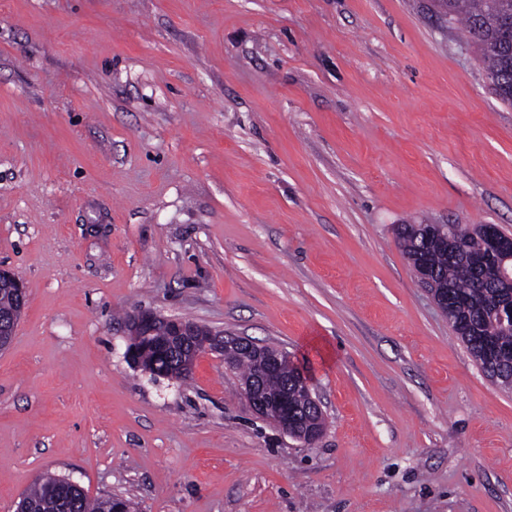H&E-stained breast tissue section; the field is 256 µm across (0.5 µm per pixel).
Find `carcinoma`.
Segmentation results:
<instances>
[{"label":"carcinoma","instance_id":"cac0c4a2","mask_svg":"<svg viewBox=\"0 0 512 512\" xmlns=\"http://www.w3.org/2000/svg\"><path fill=\"white\" fill-rule=\"evenodd\" d=\"M448 20L463 23L466 35L477 44L480 59L489 73L499 75L498 94L502 100L512 101V40L503 29V15L512 9V0H437ZM421 238V225L401 224L397 243L408 259L416 255V243ZM453 245L460 260L470 263L487 256L484 225L458 224ZM427 263L440 286L451 285L459 299L452 312L456 322L470 326V331L458 336L466 345L480 368H485L486 352L496 350L494 364L501 371H512V328H496L491 323L492 312L512 303V288H496L481 280L480 276L462 271L458 263L448 261L446 251L435 249ZM19 309L15 290L7 282L0 283V323L6 325ZM173 337L168 330L159 328L149 340L130 337L129 349L135 350L141 367L151 374L163 375L170 371L176 350L171 348ZM227 364L241 371L242 380L264 374V360L253 352L229 347ZM298 367L287 359L282 373L263 379L264 392L280 393L288 379L295 376ZM24 497L35 512H106L117 503L122 512H135L134 504L126 498L100 497L92 499L83 489L56 485L45 478L36 482Z\"/></svg>","mask_w":512,"mask_h":512}]
</instances>
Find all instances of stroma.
Returning <instances> with one entry per match:
<instances>
[{
  "mask_svg": "<svg viewBox=\"0 0 512 512\" xmlns=\"http://www.w3.org/2000/svg\"><path fill=\"white\" fill-rule=\"evenodd\" d=\"M400 224L512 235V104L433 0H0V512L45 475L138 512H512V391L417 281ZM151 312L287 351L325 430ZM19 309V302L15 290L6 279L0 285V322L8 324L12 315ZM159 322L167 323L170 336H168V330L163 328L157 329L154 334L155 329L159 326ZM128 328L129 335H131L128 350L137 351L141 367L144 370H149L151 374L159 376L169 373L171 364L176 358V353L177 355L179 354L178 350L170 347L173 343L172 336H175L178 341L183 343L182 348L179 350L183 351L184 355L187 345L190 344V349H193L195 342L201 343L206 350L225 353L226 348L230 345L228 341L235 339L231 344L243 350H237L234 346L229 347L227 355L230 360L226 361V363L241 371L242 383L254 377L242 386V396L250 408L258 416L273 423L283 432L293 435L304 444L310 445L320 437L323 430V425L321 424L323 416H320L322 410L317 399L312 394L309 379L303 371L294 377L295 371H298L299 368L290 359H287L282 364L281 375L269 376L263 379V388L261 378L255 377L264 374V360L262 357L257 356L256 353L248 351L256 350L263 355L267 371L271 374L279 371L281 361L279 352L269 348L261 350L256 348V344L248 339L226 336L223 332L210 330L203 334L201 332L202 327L196 323L167 319L153 313H140L131 317L128 321ZM152 334L154 335L148 341L139 340L138 336L143 339L148 338ZM182 360L178 371L160 377L175 380L183 377L182 379H185L188 374L184 375L187 373L190 364L184 356ZM293 377L295 384L307 394V407L311 409L313 414H318V419L300 422L294 416V412L288 405V386L282 395L275 398L264 394V392L269 395L280 393L288 378Z\"/></svg>",
  "mask_w": 512,
  "mask_h": 512,
  "instance_id": "1",
  "label": "stroma"
}]
</instances>
